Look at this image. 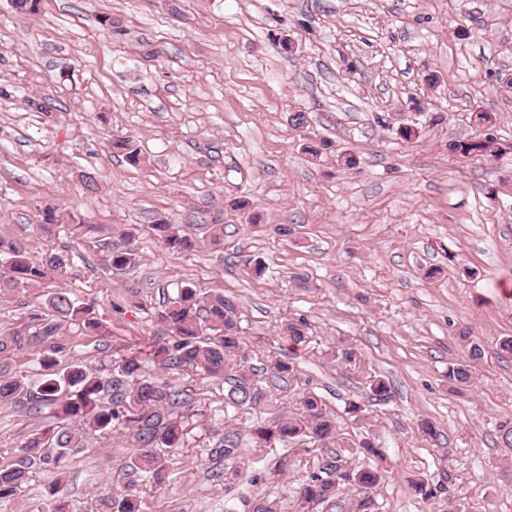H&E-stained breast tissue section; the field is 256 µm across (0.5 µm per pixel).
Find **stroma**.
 <instances>
[{"label":"stroma","mask_w":512,"mask_h":512,"mask_svg":"<svg viewBox=\"0 0 512 512\" xmlns=\"http://www.w3.org/2000/svg\"><path fill=\"white\" fill-rule=\"evenodd\" d=\"M177 3L174 14L166 0H39L19 14L0 0V237L67 259L0 301V336L31 333L42 295L67 290L103 327L64 323L63 361L106 367L165 335L154 309L190 281L238 303L269 411L295 410L307 383L336 420L325 451L248 442L223 463L213 421L193 418L166 485L138 484L144 512H253L266 499L294 512L306 472L345 438L385 454L376 512H512V356L499 349L512 337V0ZM295 112L308 128L290 126ZM474 112L491 115L488 129ZM487 134L497 155L454 149ZM117 137L145 165L113 150ZM345 155L356 167L340 165ZM49 206L64 219L50 236ZM159 220L193 249L169 253L149 230ZM132 227L137 266L112 274L99 244ZM299 319L307 338L293 347L278 331ZM466 335L483 355L459 394L448 368ZM339 349L359 367L334 362ZM284 356L300 378L272 382ZM372 376L390 385L387 400L370 399ZM424 420L438 439L418 431ZM50 423L0 406V458ZM129 454L118 434L88 435L66 467L79 512L126 492Z\"/></svg>","instance_id":"35a3bbf8"}]
</instances>
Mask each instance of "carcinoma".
I'll use <instances>...</instances> for the list:
<instances>
[{
	"label": "carcinoma",
	"mask_w": 512,
	"mask_h": 512,
	"mask_svg": "<svg viewBox=\"0 0 512 512\" xmlns=\"http://www.w3.org/2000/svg\"><path fill=\"white\" fill-rule=\"evenodd\" d=\"M495 140L489 136L458 142L455 150L464 156L497 154ZM112 147L124 152L128 164L145 163L140 150L129 138H119ZM151 230L166 245L179 253L192 247L189 238L173 225L159 222ZM135 235L128 231L116 242L103 244L105 263L124 273L134 268L139 256L134 247ZM0 297L18 289L30 288L46 281L61 268L63 260L55 253L40 258L30 255L24 246L0 238ZM44 305L55 319L37 320L28 337L16 334L0 337V356L21 352L27 347L39 349V364L47 370L39 384L32 385L22 377H7L0 372V404L25 403L39 413L51 411L55 426L35 429L10 460H0V499L15 496L27 487L36 468L56 475L48 488L49 502L45 512H74V505L63 492L68 457L85 447L86 433L108 434L122 431L132 444L126 468L138 480L162 485L173 465V451L185 445L189 434V417L194 415L196 398L189 389H180L169 381L151 375L146 360L139 352L112 360V368L100 369L80 361L60 366L58 355L63 345L57 342L61 323L82 322L96 331L101 322L89 305L60 289L45 294ZM157 321L173 334L171 340L153 345L150 356L160 370H183L203 378L229 381L224 391L223 414L255 410L265 404V394L255 383L250 367L245 365L239 326V306L222 292L202 294L191 282H183L164 299L155 312ZM282 334L293 344L305 342L306 322L292 321L282 326ZM465 359L448 369V383L454 388L466 387L471 379V364L482 356V349L464 335ZM271 377L284 383L297 376L292 361L276 359L271 364ZM252 439L259 445L308 441L324 445L338 438L336 420L323 400L313 391L301 392L296 411L280 412L251 427ZM241 434L227 428L213 444L215 456L232 461L240 456ZM368 454L384 459L369 441L346 444L329 456L318 468L305 476L298 492V508L302 512L335 498L338 491L353 484L364 494L357 501V512H374L373 490L382 479L377 466L344 467V456ZM103 512H141V502L129 488L124 494L102 502Z\"/></svg>",
	"instance_id": "obj_1"
}]
</instances>
